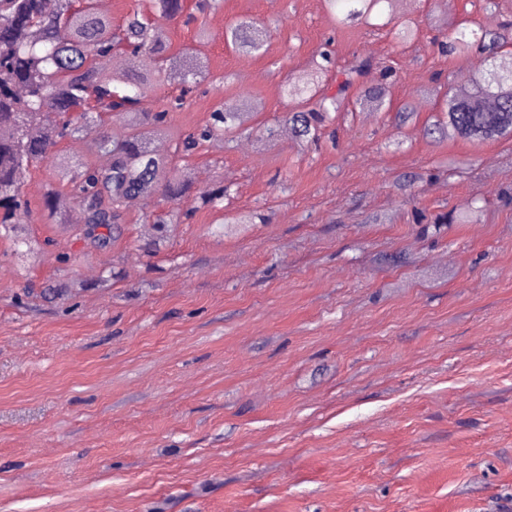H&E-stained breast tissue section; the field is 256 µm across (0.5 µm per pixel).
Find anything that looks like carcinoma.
I'll list each match as a JSON object with an SVG mask.
<instances>
[{"mask_svg": "<svg viewBox=\"0 0 512 512\" xmlns=\"http://www.w3.org/2000/svg\"><path fill=\"white\" fill-rule=\"evenodd\" d=\"M389 4L388 21L400 37L414 36L412 22L396 16L395 0H346L344 22L369 23L376 5ZM148 10L134 9L122 23L101 13L96 0H0V224L29 223L30 207L24 186L31 169L43 161L54 167L65 189L45 186L41 206L56 224L70 223L67 202L81 207L82 223L96 229L119 223L126 202L140 198L149 204L157 196L174 200L190 187L188 169L171 170L169 159L153 142L170 135L168 111L149 109L145 100L165 81L179 85L170 99L181 107L205 79L201 66L186 52H171L168 29L159 20H175L187 10V0H149ZM265 27L241 19L224 31V39L242 55L265 45ZM443 51L467 61L469 83L448 87L444 118L427 134L453 135L468 140L512 138V53L502 49L500 37L483 29L455 27L448 31ZM148 54L155 67L142 71L137 60ZM114 55L129 60L128 69L112 75L101 72L102 62ZM296 81H285L286 96L303 97L299 110L288 117L293 136L313 142L323 133L332 112L350 104L381 111L386 87L362 90L355 99L347 92L364 70L365 58L341 73L336 93L322 89L329 62L321 55ZM242 115L227 103L210 113L209 121L178 138L185 155L214 138L236 137ZM65 140L86 143L93 155L105 154L109 164L76 165L61 153ZM227 189L220 181L195 198L203 208L224 210Z\"/></svg>", "mask_w": 512, "mask_h": 512, "instance_id": "carcinoma-1", "label": "carcinoma"}]
</instances>
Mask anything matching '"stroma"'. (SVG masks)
Listing matches in <instances>:
<instances>
[{
  "mask_svg": "<svg viewBox=\"0 0 512 512\" xmlns=\"http://www.w3.org/2000/svg\"><path fill=\"white\" fill-rule=\"evenodd\" d=\"M497 3L396 0L406 44L384 4L368 25L327 0L169 23L207 76L168 115L174 167L217 103L260 107L186 163L180 224L138 200L94 241L51 222L54 168L33 169L29 247L0 225V512H512V138L425 133L471 73L438 38L465 22L512 40ZM248 18L269 36L244 56L222 32ZM322 51L331 91L356 58L363 87L390 66L388 109L260 145L295 106L284 78ZM218 179L223 214L195 208Z\"/></svg>",
  "mask_w": 512,
  "mask_h": 512,
  "instance_id": "stroma-1",
  "label": "stroma"
}]
</instances>
